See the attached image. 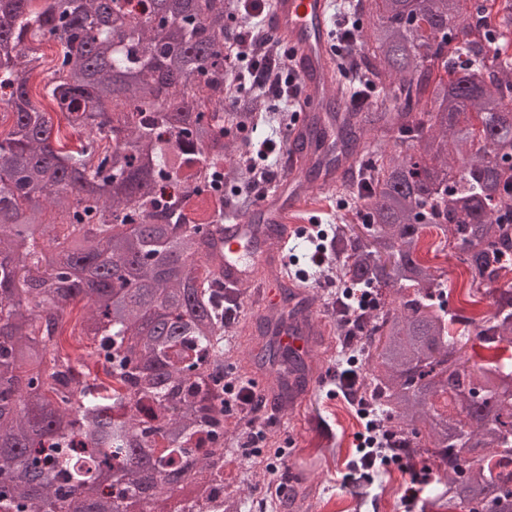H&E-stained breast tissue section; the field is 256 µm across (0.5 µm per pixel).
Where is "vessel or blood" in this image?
I'll return each mask as SVG.
<instances>
[{
    "label": "vessel or blood",
    "instance_id": "vessel-or-blood-1",
    "mask_svg": "<svg viewBox=\"0 0 512 512\" xmlns=\"http://www.w3.org/2000/svg\"><path fill=\"white\" fill-rule=\"evenodd\" d=\"M332 0H274L268 18L273 34L282 37L292 50V62L303 84V112L288 135L297 144L312 124L323 125L327 139L336 136L331 118L336 110V61L328 27ZM319 167L316 183H308L305 173ZM350 159H334L323 152L288 156V171L253 213L226 214L215 236L223 252L219 269L224 289L250 300L255 319L267 317L278 306L280 296L273 286L271 271L281 270L288 241L298 227L293 214L304 207L311 189L328 190L340 175L353 168ZM277 345L304 354L313 347L307 321L297 317L286 324L271 326Z\"/></svg>",
    "mask_w": 512,
    "mask_h": 512
}]
</instances>
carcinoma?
<instances>
[{
	"label": "carcinoma",
	"instance_id": "obj_1",
	"mask_svg": "<svg viewBox=\"0 0 512 512\" xmlns=\"http://www.w3.org/2000/svg\"><path fill=\"white\" fill-rule=\"evenodd\" d=\"M0 0V512H238L224 482V399L233 366H277L283 403L321 353L283 360L271 342L233 360L226 307L216 299L212 226L184 216L213 175L252 174L244 142L227 128L281 109L254 91L239 111L220 97L226 22L256 47L274 38L240 0ZM350 76L336 79L348 109L332 151L357 159L336 196L366 232L335 226L342 279L398 303L342 328L366 340L367 373L352 388L377 404L389 451L429 462L441 488L426 506L512 512V0H349ZM61 46L46 83L84 135L63 152L49 113L29 96L34 43ZM368 77L384 93L353 104ZM196 159L199 182L173 194L177 157ZM53 207L58 223L45 219ZM467 265L469 295L496 288L476 324L447 317L446 273L423 263L426 228ZM285 289L278 324L301 312ZM84 333L112 384L65 379L82 363L54 353L75 300ZM458 328H453V325ZM476 340L490 357L474 360ZM448 395L449 417L432 399ZM85 454V469L70 457Z\"/></svg>",
	"mask_w": 512,
	"mask_h": 512
}]
</instances>
